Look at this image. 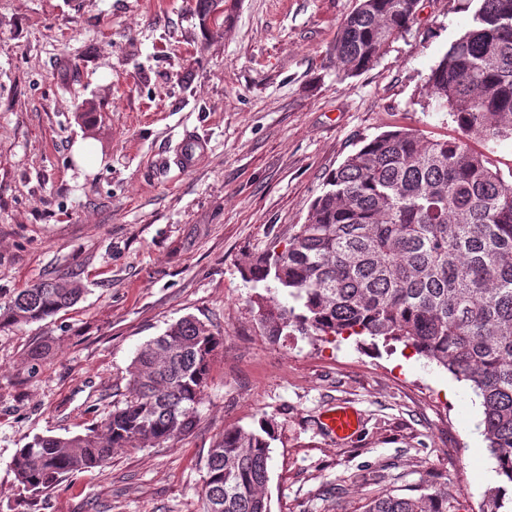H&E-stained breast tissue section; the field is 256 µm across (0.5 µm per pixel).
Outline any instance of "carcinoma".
Here are the masks:
<instances>
[{
	"label": "carcinoma",
	"mask_w": 512,
	"mask_h": 512,
	"mask_svg": "<svg viewBox=\"0 0 512 512\" xmlns=\"http://www.w3.org/2000/svg\"><path fill=\"white\" fill-rule=\"evenodd\" d=\"M201 20L224 26V0H198ZM419 0H357L333 46L347 77L368 70L404 36ZM469 29L427 80L428 96L458 129L489 150L512 141V0H464ZM273 306L270 332L369 336L402 343L466 382L480 401L495 472L512 484V182L457 139L408 128L385 131L331 172L305 223L281 252L243 270ZM76 280L44 279L0 299V328L75 305ZM282 294L292 300L283 305ZM224 337L192 317L171 324L133 360L129 396L99 424L68 438L37 436L12 460L37 497L68 476L102 467L116 448L140 450L191 434ZM275 430L232 428L210 448L200 489L204 512H270L265 496ZM486 512H512L497 486ZM364 512H448V487L417 498L381 491Z\"/></svg>",
	"instance_id": "obj_1"
}]
</instances>
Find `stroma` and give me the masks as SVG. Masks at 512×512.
I'll use <instances>...</instances> for the list:
<instances>
[{"label": "stroma", "instance_id": "35a3bbf8", "mask_svg": "<svg viewBox=\"0 0 512 512\" xmlns=\"http://www.w3.org/2000/svg\"><path fill=\"white\" fill-rule=\"evenodd\" d=\"M355 0H0V297L73 276L56 315L0 329V512H203L209 448L273 418L271 512H364L380 491L448 487L483 512L499 486L468 386L411 349L368 337H271L245 265L284 249L328 174L363 141L407 127L459 131L426 103L431 68L469 27L460 0H420L379 62L342 78L331 50ZM186 135L208 149L178 169ZM92 139V169L73 158ZM194 316L224 336L192 434L75 474L38 499L19 448L86 433L129 395L139 350ZM50 358L31 369L41 342ZM339 405L361 428L336 442ZM321 423L337 442L352 439L359 431L361 420L357 412L347 406H337L328 410L321 419Z\"/></svg>", "mask_w": 512, "mask_h": 512}]
</instances>
